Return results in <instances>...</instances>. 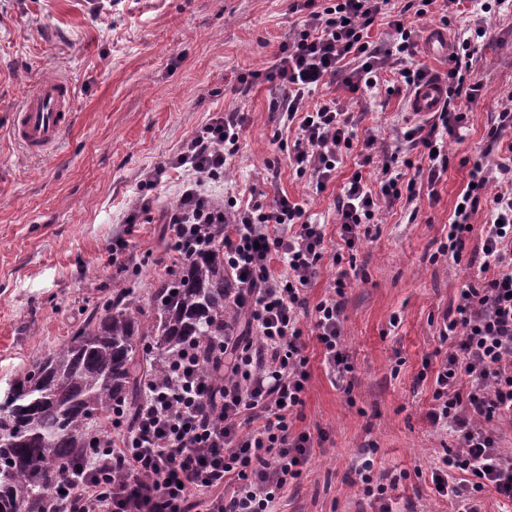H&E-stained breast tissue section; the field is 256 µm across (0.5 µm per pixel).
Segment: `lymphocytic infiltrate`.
Segmentation results:
<instances>
[{
  "mask_svg": "<svg viewBox=\"0 0 512 512\" xmlns=\"http://www.w3.org/2000/svg\"><path fill=\"white\" fill-rule=\"evenodd\" d=\"M434 0H402L390 19V40L371 46L367 34L387 12L390 0H304L291 40L280 46L266 71L280 82L283 97L272 103L284 126H295L288 152L297 176H311L323 192L343 162L360 146L357 168L337 197L336 220L347 251L366 239L380 203L414 202L419 179L439 183L448 170L449 140H462L466 113L483 89L471 75L472 42L489 26L475 28L451 53L448 94L425 124L402 129L396 153L377 158V139L360 134L353 113L320 89L342 83L350 94H378L381 74L418 87L424 71L412 68L416 32L406 17L427 15ZM245 116L239 109L219 113L183 145L170 167L148 171L144 190L161 183L168 168L182 170L179 198L166 218L175 253L195 247L204 225L224 227V267L235 277V310L243 327L228 326L209 369H201L198 346L186 345L166 374L150 382L136 423L124 428L120 415L93 430L98 443L83 466L60 484L43 512H276L288 485L297 483L312 456L311 432H294L311 378L309 340L322 349L334 383L349 388L354 366L344 346L346 273L328 293L310 303L308 290L325 257V227L312 223L305 203L281 195L245 208L218 201L210 181L224 174L238 153ZM512 100L494 118L485 153L500 161L490 170L474 162L471 185L448 226V256L461 261L473 230L472 216L487 208L481 227L484 261L476 276L458 289L443 317L440 340L447 350L432 380L427 413L436 431L454 447L443 449L431 468L442 497L459 501L457 512H478L486 491L512 503V454L500 448L491 424L512 423ZM470 475L468 492L456 474ZM234 480L232 495L224 484Z\"/></svg>",
  "mask_w": 512,
  "mask_h": 512,
  "instance_id": "f902f5d3",
  "label": "lymphocytic infiltrate"
}]
</instances>
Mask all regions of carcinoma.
<instances>
[{
    "label": "carcinoma",
    "mask_w": 512,
    "mask_h": 512,
    "mask_svg": "<svg viewBox=\"0 0 512 512\" xmlns=\"http://www.w3.org/2000/svg\"><path fill=\"white\" fill-rule=\"evenodd\" d=\"M207 247L169 268L145 293L117 288L100 297L66 342L22 369L0 397V512H41L59 477L90 451L93 420L123 410L131 424L144 381L185 345L224 335L233 288L224 269V225L206 228Z\"/></svg>",
    "instance_id": "carcinoma-1"
}]
</instances>
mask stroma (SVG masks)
<instances>
[{
  "mask_svg": "<svg viewBox=\"0 0 512 512\" xmlns=\"http://www.w3.org/2000/svg\"><path fill=\"white\" fill-rule=\"evenodd\" d=\"M297 0H0V391L21 367L63 344L100 296L121 282L113 243L128 241L129 263L142 267L140 289L154 287L171 261L162 214L177 201L183 173L169 169L141 193L144 174L167 165L210 117L236 108L246 125L240 149L226 165L217 196L239 201L275 195L306 202L325 227L327 256L309 294L317 302L340 271L334 202L354 171L355 155L322 193L297 177L277 139H294L270 109L277 83L256 80L240 93V75L272 65L291 38ZM471 0L446 15L433 8L415 28L416 63L445 77L448 54L428 53V29L449 41L480 24ZM472 67L483 83L468 108L464 141L449 140L448 171L436 187L418 185L414 204L383 205L380 222L356 253L359 276L345 297V344L355 367L350 392L331 382L317 342H309L312 379L295 431L325 433L280 512H375L357 484L360 450L374 448V472L387 475L393 512H455L438 496L430 467L451 436L436 432L426 413L441 348L439 325L458 288L483 261L478 227L454 264L441 247L469 171L497 111L512 92V6L503 5L490 39L473 44ZM68 81L76 120L55 151L27 157L11 139V115L36 83ZM360 130L388 151L410 117L406 90L348 98ZM135 223H127L128 215ZM398 326H391V319Z\"/></svg>",
  "mask_w": 512,
  "mask_h": 512,
  "instance_id": "1",
  "label": "stroma"
}]
</instances>
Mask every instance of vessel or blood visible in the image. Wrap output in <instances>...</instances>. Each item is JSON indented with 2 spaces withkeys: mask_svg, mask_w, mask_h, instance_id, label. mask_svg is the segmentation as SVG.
Wrapping results in <instances>:
<instances>
[{
  "mask_svg": "<svg viewBox=\"0 0 512 512\" xmlns=\"http://www.w3.org/2000/svg\"><path fill=\"white\" fill-rule=\"evenodd\" d=\"M445 98V85L433 80L424 81L412 96L411 111L420 118L430 116ZM72 122L70 84L61 79H49L22 97L11 132L27 154L42 156L58 144Z\"/></svg>",
  "mask_w": 512,
  "mask_h": 512,
  "instance_id": "vessel-or-blood-1",
  "label": "vessel or blood"
}]
</instances>
